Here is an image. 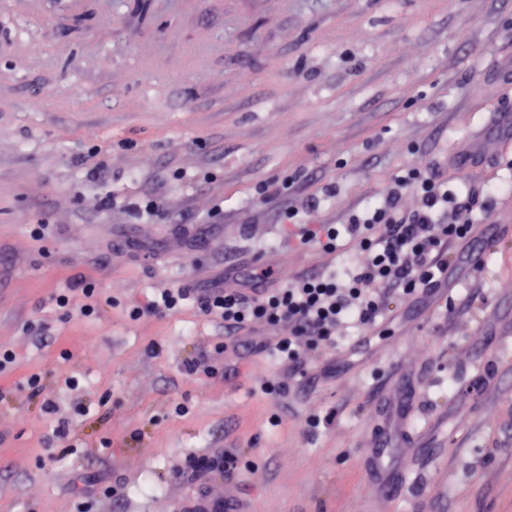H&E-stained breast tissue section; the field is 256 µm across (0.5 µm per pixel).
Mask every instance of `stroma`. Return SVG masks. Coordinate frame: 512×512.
I'll use <instances>...</instances> for the list:
<instances>
[{
    "mask_svg": "<svg viewBox=\"0 0 512 512\" xmlns=\"http://www.w3.org/2000/svg\"><path fill=\"white\" fill-rule=\"evenodd\" d=\"M429 164L488 215L482 269L304 376L267 350L189 376L223 329L130 318L161 269L324 270L283 210L344 224ZM79 280L96 316L51 303ZM1 345L0 512H512V0H0ZM42 411L51 417H54L56 425L52 430V435L57 440H66L68 434V418L61 412L60 407L50 396H46L41 404Z\"/></svg>",
    "mask_w": 512,
    "mask_h": 512,
    "instance_id": "stroma-1",
    "label": "stroma"
}]
</instances>
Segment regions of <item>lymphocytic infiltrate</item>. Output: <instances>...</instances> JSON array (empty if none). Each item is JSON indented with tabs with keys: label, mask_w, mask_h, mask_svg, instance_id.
I'll return each mask as SVG.
<instances>
[{
	"label": "lymphocytic infiltrate",
	"mask_w": 512,
	"mask_h": 512,
	"mask_svg": "<svg viewBox=\"0 0 512 512\" xmlns=\"http://www.w3.org/2000/svg\"><path fill=\"white\" fill-rule=\"evenodd\" d=\"M416 207H406L403 192ZM472 193L449 184L438 167L413 166L394 179L382 205L351 216L344 227L303 230V243L326 254L353 248L339 271L322 275L260 269L235 288L197 296L204 316L225 335L262 330L289 371L309 351L336 346L344 326L367 329L382 319L388 295L429 294L442 288L452 260L450 245L475 232Z\"/></svg>",
	"instance_id": "1"
}]
</instances>
